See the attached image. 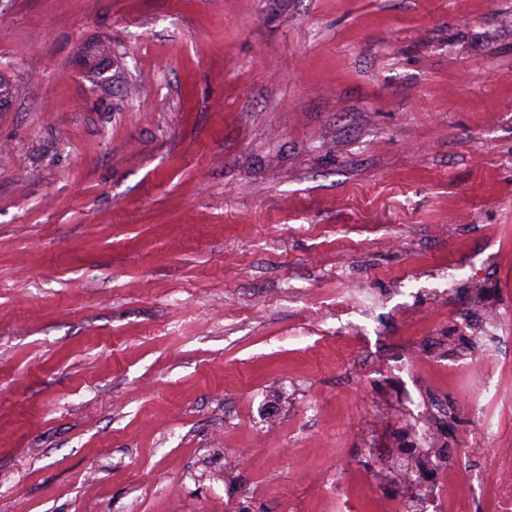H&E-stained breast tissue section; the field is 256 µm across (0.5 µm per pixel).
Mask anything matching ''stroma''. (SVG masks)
I'll return each mask as SVG.
<instances>
[{"mask_svg": "<svg viewBox=\"0 0 512 512\" xmlns=\"http://www.w3.org/2000/svg\"><path fill=\"white\" fill-rule=\"evenodd\" d=\"M0 76V512H387L421 389L512 444L499 365L393 364L512 299V0H0ZM345 291L351 296L348 301L343 294L336 293V319L339 320L349 307H359L365 311H372L378 304V297L365 288H346Z\"/></svg>", "mask_w": 512, "mask_h": 512, "instance_id": "35a3bbf8", "label": "stroma"}]
</instances>
